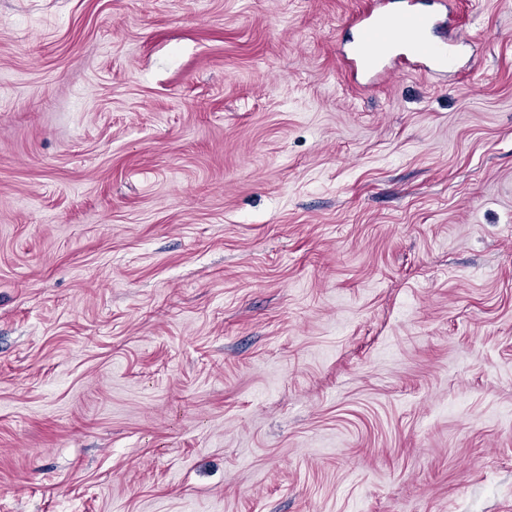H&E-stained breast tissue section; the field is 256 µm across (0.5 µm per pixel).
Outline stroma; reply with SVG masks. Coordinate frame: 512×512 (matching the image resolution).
<instances>
[{"instance_id": "35a3bbf8", "label": "stroma", "mask_w": 512, "mask_h": 512, "mask_svg": "<svg viewBox=\"0 0 512 512\" xmlns=\"http://www.w3.org/2000/svg\"><path fill=\"white\" fill-rule=\"evenodd\" d=\"M371 5L0 0V512H512V0ZM379 1L378 5L360 14V42L346 57L350 73L358 72L372 78L390 76L403 66L417 67L424 73L448 72L457 68L462 47L467 39L449 34L450 15L442 17L439 10H424L416 0ZM448 24V37L444 30ZM383 34L377 38L376 35ZM404 52L397 53L395 47ZM412 61V62H411Z\"/></svg>"}]
</instances>
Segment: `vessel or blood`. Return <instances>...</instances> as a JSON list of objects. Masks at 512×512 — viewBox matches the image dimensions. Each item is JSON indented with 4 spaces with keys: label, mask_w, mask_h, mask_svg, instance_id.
<instances>
[{
    "label": "vessel or blood",
    "mask_w": 512,
    "mask_h": 512,
    "mask_svg": "<svg viewBox=\"0 0 512 512\" xmlns=\"http://www.w3.org/2000/svg\"><path fill=\"white\" fill-rule=\"evenodd\" d=\"M358 45L347 65L351 74L385 77L411 65L426 73L457 68L466 40L445 35L447 18L440 11L422 9L418 0H401L389 6L379 0L376 7L360 14Z\"/></svg>",
    "instance_id": "obj_1"
}]
</instances>
